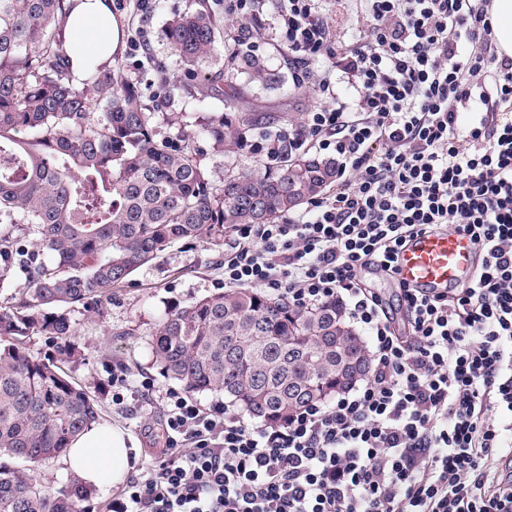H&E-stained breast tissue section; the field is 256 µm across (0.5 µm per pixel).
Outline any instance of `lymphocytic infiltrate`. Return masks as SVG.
<instances>
[{
  "label": "lymphocytic infiltrate",
  "instance_id": "f902f5d3",
  "mask_svg": "<svg viewBox=\"0 0 512 512\" xmlns=\"http://www.w3.org/2000/svg\"><path fill=\"white\" fill-rule=\"evenodd\" d=\"M315 2L281 0L279 20L298 79L325 59L323 104L252 150L326 153L336 189L240 226L224 285L336 304L368 339L369 373L277 425L167 391L166 446L112 512H512V481L490 478L512 469V59L491 0H364L367 28L345 48ZM449 228L472 237L476 269L434 296L400 285L398 334L361 273L397 276L409 238Z\"/></svg>",
  "mask_w": 512,
  "mask_h": 512
}]
</instances>
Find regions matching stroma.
Listing matches in <instances>:
<instances>
[{"label":"stroma","instance_id":"obj_1","mask_svg":"<svg viewBox=\"0 0 512 512\" xmlns=\"http://www.w3.org/2000/svg\"><path fill=\"white\" fill-rule=\"evenodd\" d=\"M110 3L125 40L140 35L147 40L146 50L120 51L112 67L137 84L147 107L168 115L166 136H176L180 127L194 124L205 112L221 106L228 112L250 115L254 128L248 139L255 142L278 129L299 125L321 103L309 88L295 85L285 34L278 20L277 0H265V22L257 29L244 28L236 14L225 11L222 0H150L144 9L136 0ZM202 6L214 14L225 45L235 48L243 39L255 41V54L264 58L277 76V83L252 81L247 74L238 72L236 63L228 58L210 64L204 78L182 68L165 36L166 23L174 14ZM320 7L336 46H348L364 32L362 0H321ZM200 150L203 163L222 173L246 166L261 175L276 168L261 153L228 151L218 156L207 141L201 142ZM234 238V233L229 232L213 244L174 246L113 289L111 298L92 306L73 307L76 353L66 370L76 382L98 392L101 420L122 427L132 437L136 456L132 474L146 470L163 446L159 395L174 386L152 361L154 328L165 312L223 291L224 250ZM118 363L127 368L131 389H139L143 377H150L153 396L138 402L128 397L120 405L113 402L108 377Z\"/></svg>","mask_w":512,"mask_h":512}]
</instances>
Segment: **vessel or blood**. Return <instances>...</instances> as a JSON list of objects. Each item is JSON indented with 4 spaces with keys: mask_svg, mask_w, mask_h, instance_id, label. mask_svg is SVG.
<instances>
[{
    "mask_svg": "<svg viewBox=\"0 0 512 512\" xmlns=\"http://www.w3.org/2000/svg\"><path fill=\"white\" fill-rule=\"evenodd\" d=\"M473 257L474 245L467 235L452 231L422 233L402 249L399 277L418 288H450L466 278Z\"/></svg>",
    "mask_w": 512,
    "mask_h": 512,
    "instance_id": "1",
    "label": "vessel or blood"
}]
</instances>
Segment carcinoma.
Instances as JSON below:
<instances>
[{"label":"carcinoma","instance_id":"carcinoma-1","mask_svg":"<svg viewBox=\"0 0 512 512\" xmlns=\"http://www.w3.org/2000/svg\"><path fill=\"white\" fill-rule=\"evenodd\" d=\"M70 2L0 0V283L17 268L26 274L18 301L0 306V456L14 459L0 468V512H85L88 498L77 478L56 490L34 466L98 420V397L56 360L29 354L24 338L51 336L70 355L72 304L112 294L177 242L270 224L336 177V163L315 155L215 179L196 140L239 149L251 118L216 110L171 143L134 82L95 67L73 85L58 25ZM166 38L191 73L224 55L208 9L174 16ZM233 57L253 80H272L260 57ZM151 348L187 392H222L269 424L343 390L353 362L369 364L365 338L336 305L299 309L251 288L166 313Z\"/></svg>","mask_w":512,"mask_h":512}]
</instances>
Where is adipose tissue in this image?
<instances>
[{
    "label": "adipose tissue",
    "instance_id": "obj_1",
    "mask_svg": "<svg viewBox=\"0 0 512 512\" xmlns=\"http://www.w3.org/2000/svg\"><path fill=\"white\" fill-rule=\"evenodd\" d=\"M62 25L73 75L79 81L91 66L111 61L121 44V30L106 0H77ZM128 439L121 427L106 422L92 424L73 439L64 463L83 485L121 484L133 465Z\"/></svg>",
    "mask_w": 512,
    "mask_h": 512
}]
</instances>
